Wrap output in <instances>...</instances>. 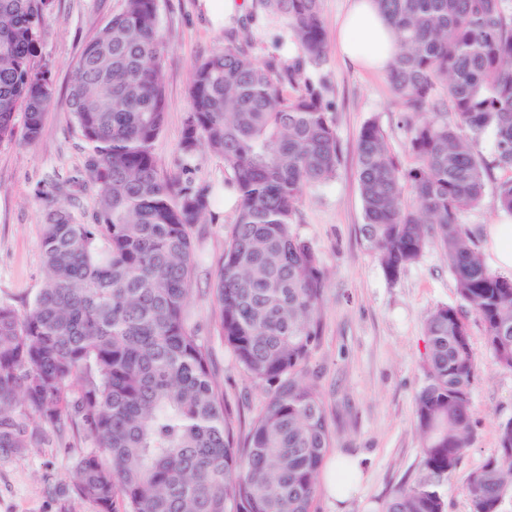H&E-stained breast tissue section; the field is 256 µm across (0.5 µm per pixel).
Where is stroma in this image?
Masks as SVG:
<instances>
[{
  "label": "stroma",
  "mask_w": 512,
  "mask_h": 512,
  "mask_svg": "<svg viewBox=\"0 0 512 512\" xmlns=\"http://www.w3.org/2000/svg\"><path fill=\"white\" fill-rule=\"evenodd\" d=\"M122 6L123 0H54L41 28L38 62L51 70L55 104L35 141H27L20 130L0 140V304L25 310L42 286L43 195L52 181L81 167L85 152L77 127L63 110L72 69L84 45ZM231 28V22L209 17L203 0H159L166 115L153 153L161 172L210 186L217 197L211 219L193 231L191 320L210 349L211 371L232 409L235 433L243 438L263 396L215 330L213 295L237 217L236 209L225 208L222 201L231 172L220 155L209 151L182 165L178 150L190 109L192 66L223 46ZM251 31L255 56L294 55L280 23L261 17ZM309 76L326 86L342 150L335 178L304 196L296 226L313 244L325 271L323 332L312 365L332 429L327 455L361 456L366 474L359 494L342 505L317 487L313 512H382L396 489L420 471L415 396L426 380L423 319L436 306L457 305L458 298L437 243H430L416 263L391 281L361 232L365 217L356 176L361 127L376 121L391 152L403 165L412 163L405 107L387 75L344 64L331 45L324 63ZM467 324L478 367L471 390L473 441L444 482L447 512H470L468 476L495 453L498 428L512 418V371L495 365L481 321L471 314ZM93 447L92 439L74 428L24 456L1 458L0 512H99L92 502L60 493L72 482L78 455Z\"/></svg>",
  "instance_id": "obj_1"
}]
</instances>
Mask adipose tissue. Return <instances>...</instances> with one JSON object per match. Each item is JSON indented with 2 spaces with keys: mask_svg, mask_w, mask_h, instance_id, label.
<instances>
[{
  "mask_svg": "<svg viewBox=\"0 0 512 512\" xmlns=\"http://www.w3.org/2000/svg\"><path fill=\"white\" fill-rule=\"evenodd\" d=\"M348 7L336 30V47L351 66L373 71L388 70L397 53V40L373 0H347ZM360 457L339 453L333 458L327 490L337 502L355 496L361 485Z\"/></svg>",
  "mask_w": 512,
  "mask_h": 512,
  "instance_id": "1",
  "label": "adipose tissue"
}]
</instances>
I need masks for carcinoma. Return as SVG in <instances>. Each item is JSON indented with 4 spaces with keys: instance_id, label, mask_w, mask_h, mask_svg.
Masks as SVG:
<instances>
[{
    "instance_id": "1",
    "label": "carcinoma",
    "mask_w": 512,
    "mask_h": 512,
    "mask_svg": "<svg viewBox=\"0 0 512 512\" xmlns=\"http://www.w3.org/2000/svg\"><path fill=\"white\" fill-rule=\"evenodd\" d=\"M52 2L0 0V140L19 119L35 140L54 105L51 70L34 67ZM375 2L398 38L388 80L406 108L414 164L401 165L377 123L360 129L362 234L390 280L436 239L460 301L424 317L421 474L384 512H445L443 481L472 443L477 365L464 311L512 370V276L488 268L459 221L482 204L492 169H512V0ZM258 13L283 23L293 57L250 52ZM327 47L320 0H255L192 69L182 161L221 155L238 195L214 288L218 332L264 395L239 448L190 323L192 231L211 217V188L162 176L153 154L166 112L158 0H124L85 45L64 103L86 143L83 168L46 194L35 300L23 312L0 304L1 456H21L70 424L95 446L76 459L71 491L101 512H312L332 438L309 368L325 273L295 226L304 194L341 161L324 85L307 75ZM487 131L491 161L475 149ZM83 196L86 222L73 210ZM495 202L512 215V177L497 183ZM466 491L471 512H503L512 419Z\"/></svg>"
}]
</instances>
